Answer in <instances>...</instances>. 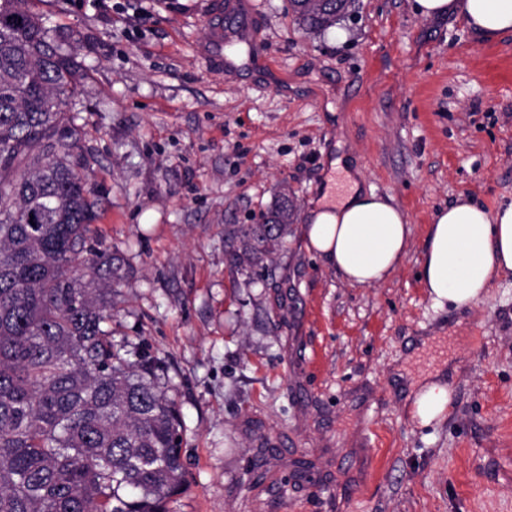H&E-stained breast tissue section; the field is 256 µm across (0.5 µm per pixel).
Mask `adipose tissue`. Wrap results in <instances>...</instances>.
<instances>
[{"label":"adipose tissue","mask_w":512,"mask_h":512,"mask_svg":"<svg viewBox=\"0 0 512 512\" xmlns=\"http://www.w3.org/2000/svg\"><path fill=\"white\" fill-rule=\"evenodd\" d=\"M427 19L458 14L479 35L512 34V0H415ZM346 187L336 203L311 212L305 229L309 251L341 277L368 286L385 280L405 255L411 228L390 197L365 191L344 158L333 160ZM512 272V205L489 212L461 198L434 216L427 233L421 278L435 305L480 301L494 277ZM407 399L413 417L427 424L446 412L451 395L443 369L413 380Z\"/></svg>","instance_id":"obj_1"}]
</instances>
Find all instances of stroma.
Masks as SVG:
<instances>
[{
    "instance_id": "obj_1",
    "label": "stroma",
    "mask_w": 512,
    "mask_h": 512,
    "mask_svg": "<svg viewBox=\"0 0 512 512\" xmlns=\"http://www.w3.org/2000/svg\"><path fill=\"white\" fill-rule=\"evenodd\" d=\"M208 2H28L81 68L95 236L126 269L114 338L168 365L188 481L171 512H512V273L460 307L419 278L438 209L512 204V35L414 0H354L308 34L288 0H248L253 39L220 74L196 55ZM339 150L411 227L371 286L306 248ZM283 190L285 250L236 273L232 230ZM444 361L451 403L420 424L395 376Z\"/></svg>"
}]
</instances>
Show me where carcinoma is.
<instances>
[{"mask_svg": "<svg viewBox=\"0 0 512 512\" xmlns=\"http://www.w3.org/2000/svg\"><path fill=\"white\" fill-rule=\"evenodd\" d=\"M28 0H0V512H168L186 485L165 361L112 336L120 260L91 245L79 69ZM352 0H289L309 33ZM291 192L233 231L230 267L271 265Z\"/></svg>", "mask_w": 512, "mask_h": 512, "instance_id": "carcinoma-1", "label": "carcinoma"}]
</instances>
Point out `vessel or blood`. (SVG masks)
<instances>
[{"instance_id": "1", "label": "vessel or blood", "mask_w": 512, "mask_h": 512, "mask_svg": "<svg viewBox=\"0 0 512 512\" xmlns=\"http://www.w3.org/2000/svg\"><path fill=\"white\" fill-rule=\"evenodd\" d=\"M243 9L239 0H214L209 13V35L196 48L198 57L208 69L230 71L235 69L237 56L231 46L234 40L247 39L245 30L233 28V20Z\"/></svg>"}]
</instances>
